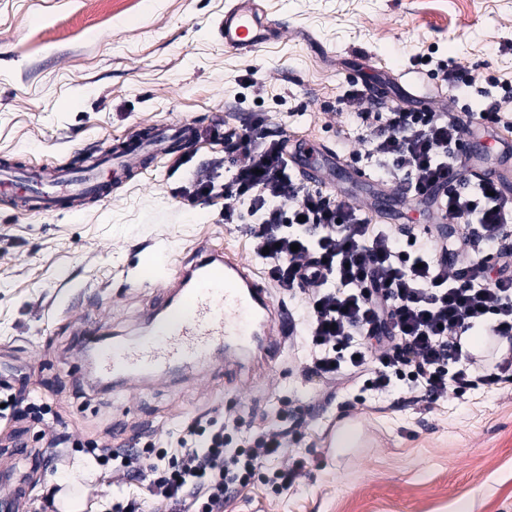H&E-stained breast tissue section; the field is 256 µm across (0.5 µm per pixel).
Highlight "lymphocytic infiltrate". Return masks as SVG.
Listing matches in <instances>:
<instances>
[{"label": "lymphocytic infiltrate", "instance_id": "lymphocytic-infiltrate-1", "mask_svg": "<svg viewBox=\"0 0 512 512\" xmlns=\"http://www.w3.org/2000/svg\"><path fill=\"white\" fill-rule=\"evenodd\" d=\"M370 81L342 98L355 108L359 143L378 160L380 184L407 185L419 213L399 227L375 223L340 193L305 183L288 163V141L264 119L224 136V221L250 223L252 256L275 286L299 291L305 374L386 393L404 382L415 402L433 408L448 395L512 381V192L471 181L460 165L457 115L370 98ZM453 227L435 230L439 218ZM490 246L476 257L477 243ZM499 339L488 361L463 350L473 329ZM37 415L50 448H79L47 404L26 391L0 392V423ZM303 424L287 409L254 429L245 415L209 409L185 423L177 441L148 438L114 446L101 434L90 454L111 467L115 485L149 482L165 512H224L236 489L264 478L274 495L290 490L303 458L278 466L288 435Z\"/></svg>", "mask_w": 512, "mask_h": 512}]
</instances>
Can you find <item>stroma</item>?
Instances as JSON below:
<instances>
[{"mask_svg":"<svg viewBox=\"0 0 512 512\" xmlns=\"http://www.w3.org/2000/svg\"><path fill=\"white\" fill-rule=\"evenodd\" d=\"M231 0H0V164L74 168L149 125L192 122L193 142L131 180L112 183L111 201L77 213L20 210L0 185V383L26 384L85 443L109 430L137 441L177 431L208 408L301 409L306 424L288 447L308 468L288 495L263 481L224 512H512V383L449 397L431 410L405 391L357 406L363 430L348 448H329L341 391L305 379L308 347L289 337L249 382L199 369L184 383L152 381L92 390L74 374L76 331L109 299L110 328L134 333L163 291L130 285L186 263L206 245L223 247L266 276L243 224L224 221V198L196 202L199 176L223 184L224 130L264 117L270 128L324 144L374 172L358 152L349 114H337L352 75L380 79L388 99L428 96L447 112L500 98L486 83L512 80V0H261L282 26L251 54L224 50ZM468 71L454 97L440 66ZM34 418L0 429V471L14 472L26 512H44L50 485L74 477L81 448L44 452ZM70 456L71 466L58 463Z\"/></svg>","mask_w":512,"mask_h":512,"instance_id":"35a3bbf8","label":"stroma"}]
</instances>
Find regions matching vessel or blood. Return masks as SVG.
I'll return each mask as SVG.
<instances>
[{"instance_id":"vessel-or-blood-1","label":"vessel or blood","mask_w":512,"mask_h":512,"mask_svg":"<svg viewBox=\"0 0 512 512\" xmlns=\"http://www.w3.org/2000/svg\"><path fill=\"white\" fill-rule=\"evenodd\" d=\"M280 25L270 19L256 0H235L224 12V47L249 54L276 40ZM464 143L490 147L504 142L512 146V134L481 131L472 115L461 114ZM167 139L155 132L152 140L128 142L106 156L109 164L135 174L144 167L145 156H159ZM329 147L310 146L304 140L292 143L290 160L307 182L321 180V163ZM43 199L66 200L71 211H81L87 199L100 196L95 171L51 176ZM164 298L147 316L141 332L133 338L104 335L105 325L93 324L91 345L97 380L115 376L132 382L173 367L190 369L211 350L224 354L225 370L238 365V355L257 352L271 357L280 352L294 324L276 303L270 289L251 267L227 255L223 249L204 248L198 258L170 272L163 281Z\"/></svg>"}]
</instances>
